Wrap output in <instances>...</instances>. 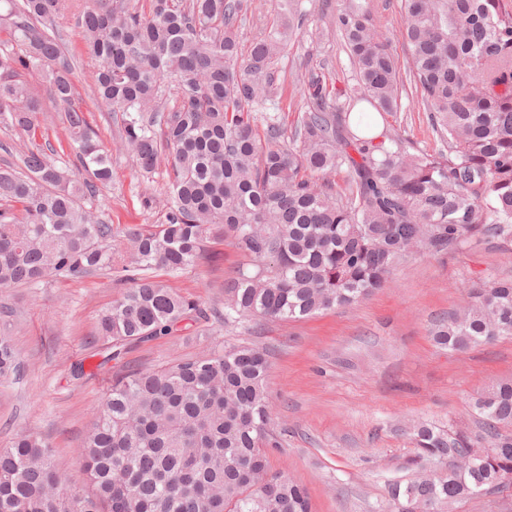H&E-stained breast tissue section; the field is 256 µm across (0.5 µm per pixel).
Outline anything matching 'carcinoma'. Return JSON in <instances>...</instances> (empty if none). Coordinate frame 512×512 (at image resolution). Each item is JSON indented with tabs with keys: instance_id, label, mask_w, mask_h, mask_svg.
Wrapping results in <instances>:
<instances>
[{
	"instance_id": "carcinoma-1",
	"label": "carcinoma",
	"mask_w": 512,
	"mask_h": 512,
	"mask_svg": "<svg viewBox=\"0 0 512 512\" xmlns=\"http://www.w3.org/2000/svg\"><path fill=\"white\" fill-rule=\"evenodd\" d=\"M0 13V124L27 138L0 166V288L50 276L78 279L109 270L127 284L98 319V334L124 347L169 335L207 309L156 269L181 273L206 257L212 237L253 259L224 285V322L297 321L351 306L383 287L420 248L459 251L487 238L512 241V0H403L400 32L416 93L443 142L412 152L380 117L402 109L407 89L398 58L367 0H344L335 31L356 66L354 83L300 81L294 133L254 113L276 105L273 64L285 51L304 0H279L267 35L247 57L238 22L247 0H86L73 15L93 72L96 106L122 113L123 147L144 173L163 163L165 222L127 230V253L112 229L80 204L111 179V160L74 102L71 62L58 24L68 0H3ZM23 72L48 83L67 137L57 165L38 143L42 105ZM177 100L166 110L163 94ZM162 136H157L155 126ZM347 169L336 191L332 176ZM433 342L465 351L512 336V280L471 290L431 331ZM271 369L249 344L214 348L112 381L79 457L90 491L80 493L32 433L0 448V512H311L305 487L269 467L282 447L266 393ZM0 337V378L18 374ZM474 410L495 443L466 468L448 464L474 447L467 432L413 428L419 475L389 485L393 512L408 502L435 512L498 493L512 471V379L480 393ZM441 464L427 473L429 462Z\"/></svg>"
}]
</instances>
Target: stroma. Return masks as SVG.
I'll return each instance as SVG.
<instances>
[{
	"instance_id": "stroma-1",
	"label": "stroma",
	"mask_w": 512,
	"mask_h": 512,
	"mask_svg": "<svg viewBox=\"0 0 512 512\" xmlns=\"http://www.w3.org/2000/svg\"><path fill=\"white\" fill-rule=\"evenodd\" d=\"M341 4L306 0L304 22L274 64L278 113L287 129L298 119L295 73L316 71L338 88L353 81L354 66L331 28ZM60 34L73 62L76 102L112 152V179L85 206L111 225L119 244L132 225L164 222L167 173L160 167L142 175L120 148L121 114L92 102L90 74L98 60L86 53L73 23L63 24ZM403 107L390 123L412 149L442 150L416 94L405 97ZM207 250L208 259L169 282L204 307L220 308L225 281L246 259L227 240L209 241ZM500 279H512V242L415 254L396 266L385 288L354 306L260 325L186 320L170 335L132 346L110 362L101 356L98 315L123 289L115 276L102 271L0 289V334L10 338L24 367L20 377L0 380V448L20 431L42 436L58 468L83 485L78 448L115 376L215 346L252 344L266 350L271 363L267 396L282 442L270 454L273 470L307 488L313 512H387L389 483L413 476L406 468L413 425L449 424L477 433L474 399L512 379V337L457 352L437 347L430 336L471 288Z\"/></svg>"
}]
</instances>
